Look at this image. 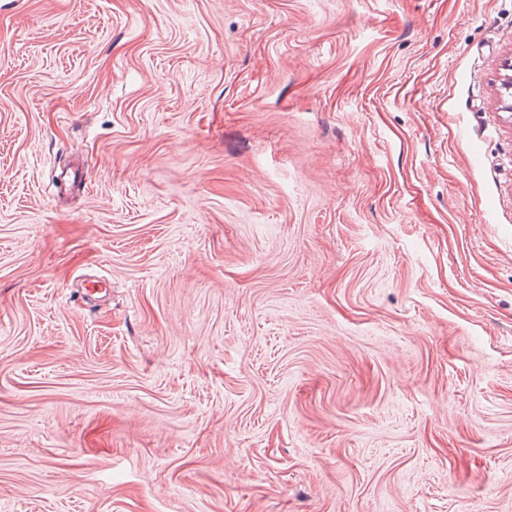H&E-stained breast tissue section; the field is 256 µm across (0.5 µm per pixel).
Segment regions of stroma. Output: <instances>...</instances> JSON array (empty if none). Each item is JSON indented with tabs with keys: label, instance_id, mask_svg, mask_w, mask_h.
I'll use <instances>...</instances> for the list:
<instances>
[{
	"label": "stroma",
	"instance_id": "35a3bbf8",
	"mask_svg": "<svg viewBox=\"0 0 512 512\" xmlns=\"http://www.w3.org/2000/svg\"><path fill=\"white\" fill-rule=\"evenodd\" d=\"M509 58L512 0H0V512H512Z\"/></svg>",
	"mask_w": 512,
	"mask_h": 512
}]
</instances>
